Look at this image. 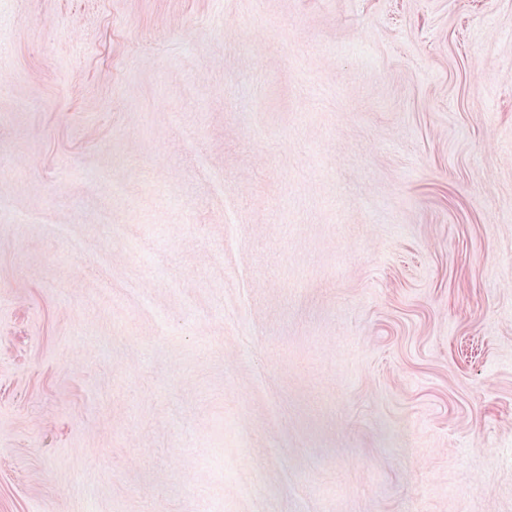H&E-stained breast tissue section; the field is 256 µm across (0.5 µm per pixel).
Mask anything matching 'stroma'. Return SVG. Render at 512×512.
<instances>
[{
    "mask_svg": "<svg viewBox=\"0 0 512 512\" xmlns=\"http://www.w3.org/2000/svg\"><path fill=\"white\" fill-rule=\"evenodd\" d=\"M0 512H512V0H0Z\"/></svg>",
    "mask_w": 512,
    "mask_h": 512,
    "instance_id": "1",
    "label": "stroma"
}]
</instances>
